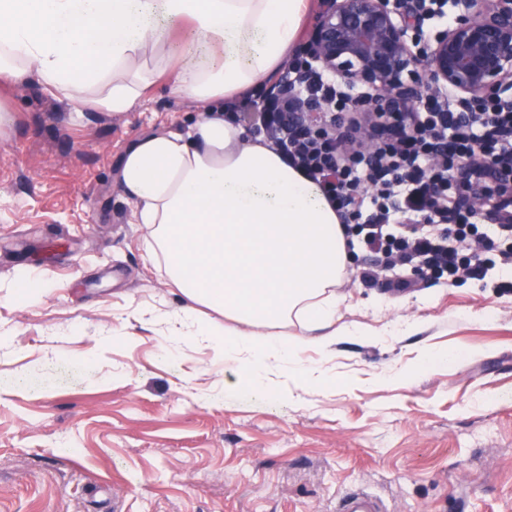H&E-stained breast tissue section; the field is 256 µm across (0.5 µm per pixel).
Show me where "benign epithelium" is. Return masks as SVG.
Segmentation results:
<instances>
[{"label": "benign epithelium", "instance_id": "1", "mask_svg": "<svg viewBox=\"0 0 512 512\" xmlns=\"http://www.w3.org/2000/svg\"><path fill=\"white\" fill-rule=\"evenodd\" d=\"M422 0H325L305 51L359 91L357 112H413L428 92L493 98L512 84V0H454L458 14L423 47L410 36ZM275 92L307 121L327 108L283 74Z\"/></svg>", "mask_w": 512, "mask_h": 512}]
</instances>
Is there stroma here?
Wrapping results in <instances>:
<instances>
[{
    "instance_id": "1",
    "label": "stroma",
    "mask_w": 512,
    "mask_h": 512,
    "mask_svg": "<svg viewBox=\"0 0 512 512\" xmlns=\"http://www.w3.org/2000/svg\"><path fill=\"white\" fill-rule=\"evenodd\" d=\"M0 512H512V267L482 279L344 275L331 386L281 399L139 307H180L118 170L197 103L159 80L130 111L0 88ZM48 285L14 299L19 270ZM409 318L417 329L396 334ZM449 363L418 369L425 350Z\"/></svg>"
}]
</instances>
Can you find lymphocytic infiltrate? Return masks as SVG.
<instances>
[{"mask_svg": "<svg viewBox=\"0 0 512 512\" xmlns=\"http://www.w3.org/2000/svg\"><path fill=\"white\" fill-rule=\"evenodd\" d=\"M310 97L330 101L326 124L311 127L290 119L286 101L268 92L249 93L224 105V117L262 137L283 160L316 183L339 217L354 214L348 232L360 236L376 264L359 269L365 282L412 262L420 275L480 277L489 252L512 263V243L495 249L482 218L464 209L459 190L481 193L486 208L512 209V197L489 187L488 171L512 175V101L462 98L446 103L428 95L422 111L398 112L374 128L378 151L369 154L342 116L348 98L325 74L295 58Z\"/></svg>", "mask_w": 512, "mask_h": 512, "instance_id": "lymphocytic-infiltrate-1", "label": "lymphocytic infiltrate"}]
</instances>
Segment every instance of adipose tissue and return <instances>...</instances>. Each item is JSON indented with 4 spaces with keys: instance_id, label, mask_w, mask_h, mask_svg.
Segmentation results:
<instances>
[{
    "instance_id": "ef3b65f1",
    "label": "adipose tissue",
    "mask_w": 512,
    "mask_h": 512,
    "mask_svg": "<svg viewBox=\"0 0 512 512\" xmlns=\"http://www.w3.org/2000/svg\"><path fill=\"white\" fill-rule=\"evenodd\" d=\"M312 0H0V85L34 82L82 108L131 110L170 69L172 95L201 104L183 130L140 136L119 184L185 298L171 325L246 364L266 389L271 364L329 383L309 347L339 335L335 287L350 257L319 187L224 118V103L276 73L298 42ZM188 25L190 50L174 53ZM214 311L203 318L200 308ZM224 322H217V315ZM299 323L302 334L276 332Z\"/></svg>"
}]
</instances>
